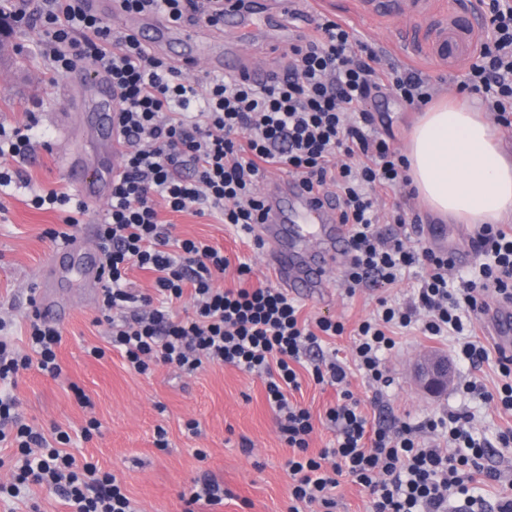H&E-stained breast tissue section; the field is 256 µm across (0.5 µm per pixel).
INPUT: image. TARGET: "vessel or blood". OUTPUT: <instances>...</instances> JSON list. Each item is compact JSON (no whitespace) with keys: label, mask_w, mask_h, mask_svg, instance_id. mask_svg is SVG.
Segmentation results:
<instances>
[{"label":"vessel or blood","mask_w":512,"mask_h":512,"mask_svg":"<svg viewBox=\"0 0 512 512\" xmlns=\"http://www.w3.org/2000/svg\"><path fill=\"white\" fill-rule=\"evenodd\" d=\"M357 6L367 17L430 16L427 27L403 30L402 42L410 51L425 50L430 58L449 68L460 67L474 54L481 29L475 14L448 18L436 13L431 0H357ZM287 7L286 0H278L274 5L269 0H252L246 11L226 7L224 31L227 41L220 51L212 48V35L201 28L175 26L159 13L130 19L127 29L156 51L162 50L167 43L179 45L177 62L180 65H192L202 58L209 69L221 70L228 75H245L258 82L267 78L268 71L254 62L238 32L254 18L267 25H282ZM89 79L81 71L70 76L67 87L70 108L58 129L63 145L58 153V166L64 178L77 189L86 208L94 211L108 196L112 180L120 172L124 144L113 110L116 93L106 77L97 75L90 80L95 85L94 121L104 142V159L93 167L73 157L70 144L76 132V111L80 106L76 92ZM263 201V222L257 225L256 232L268 245L269 267L288 290L323 295L329 286L325 269L327 258L344 255L347 250V229L339 224L335 208L324 198L309 193L294 179L273 182ZM93 240V225L83 224L66 242L56 246L41 271L36 307L41 318L60 324L70 316L69 309L53 295L55 279L64 261L81 257L80 272L84 280L94 285L101 279L102 257L94 249ZM485 319L493 329L497 344L512 353V304L486 309Z\"/></svg>","instance_id":"1"}]
</instances>
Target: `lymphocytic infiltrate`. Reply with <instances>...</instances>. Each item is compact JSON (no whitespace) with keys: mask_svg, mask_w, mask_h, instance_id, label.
I'll use <instances>...</instances> for the list:
<instances>
[{"mask_svg":"<svg viewBox=\"0 0 512 512\" xmlns=\"http://www.w3.org/2000/svg\"><path fill=\"white\" fill-rule=\"evenodd\" d=\"M10 2L7 16L15 24L38 25L37 52L50 72L61 77L86 67L107 75L117 92L126 150L97 227L104 260L98 308L129 367L146 374L166 365L191 374L225 365L261 377L292 450L287 512H336L334 491L344 478L367 492L370 512H448L454 496L464 499L460 512H512V495L491 503L470 492L476 477L500 479L485 463L488 448L512 450V355L491 352L474 325L488 297L512 303V227L480 225L478 271L454 281L448 252L411 245L420 216L398 202L379 205L382 194L408 187L410 179L403 156L377 132L383 115L368 104L390 92L406 105L424 106L433 97L430 79L412 66L393 75L378 69L375 48L344 20L315 18L289 41L285 64L265 83L208 73L188 80L134 36L113 33L87 0ZM122 7L130 15L161 12L182 26L214 27L224 17V0H122ZM487 10L460 88L480 95L497 124L511 129L512 0H488ZM33 150L32 125L0 124V189L19 178L15 164ZM273 169L335 202L348 233L342 275L348 296L393 285L410 268L422 271L411 301L377 296L375 314L354 330L351 362L323 349L325 339L345 333L343 322L302 319L298 301L269 283L219 287L228 268L242 278L251 265L231 266L221 249L177 237L173 224L159 217L163 207L217 215L251 236L262 217L258 185ZM383 224L398 225V234L383 235ZM135 268L152 273L151 292L130 279ZM187 294L193 311L183 315L179 306ZM414 326L431 338L462 336L458 354L474 369L494 362L493 389L471 380L462 385L508 419L494 439L477 438L472 416L460 410L388 425L364 411L349 388V367L382 393L391 384L384 355L396 345L393 334ZM5 328L0 320V445L13 454L0 458V468L11 472L0 495L18 498L39 486L57 492L75 512H137L114 474L67 452L68 432L58 429L46 438L19 413L14 389L21 371L34 368L53 378L62 371L59 328L30 319L26 353L2 338ZM305 374L337 394L325 411L336 440L315 453L313 416L292 399Z\"/></svg>","mask_w":512,"mask_h":512,"instance_id":"f902f5d3","label":"lymphocytic infiltrate"}]
</instances>
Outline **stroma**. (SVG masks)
<instances>
[{"mask_svg":"<svg viewBox=\"0 0 512 512\" xmlns=\"http://www.w3.org/2000/svg\"><path fill=\"white\" fill-rule=\"evenodd\" d=\"M352 0H324L321 11L328 18L346 19L364 42L382 52L383 68L399 67L401 58L389 49V42L403 28L402 20L376 23L358 17ZM7 35L0 37V123L27 124L37 118L41 142L20 168L29 185L10 187L0 196V318L5 319L11 341L26 342L24 320L31 314V290L39 268L54 249L47 237L50 228H62V215L53 210L30 206V186L48 190L60 188L64 180L53 147L54 120L65 111L64 78L50 79L42 60L34 51L38 29L13 26L0 21ZM25 57L17 67L16 57ZM162 220L173 223L175 232L221 248L232 267L223 284L237 283L235 264L249 263L253 274L250 285L272 280L263 251L250 246L247 238L213 216L192 212L172 213L160 209ZM342 268L329 272L331 288L327 296L301 297L307 319L321 316L343 321L346 335L329 340V347L349 356L354 338L350 331L376 307L369 295L348 297L341 284ZM88 287L84 281L61 275L58 293L72 300L69 320L62 325L58 359L62 373L58 378L37 369L21 373L15 392L26 418L51 431L61 427L69 432L70 452L77 460L88 459L105 471L117 475L138 512H182L179 494L193 480L208 476L224 486L223 504L213 512H286L288 504V459L292 455L280 439L277 420L266 400L262 379L230 366H212L188 375L176 369L157 366L149 375L128 369L116 350L110 349L105 325L99 324L96 303L84 301ZM104 348L103 358H95L92 348ZM455 338L442 341L426 338L416 329L402 331L398 345L387 357L394 379L382 396L353 377L351 389L365 411L383 418L397 416L419 420L451 409L473 414L475 428L494 437L503 421L493 405L475 394L458 391V383L479 380L492 385V367L473 370L456 354ZM447 358L451 379L447 391L437 395L425 392L417 382L416 366L423 354ZM87 395L92 405L85 408L78 394ZM96 417L101 428L91 440H84L81 428L86 419ZM199 424L198 435L185 428L187 421ZM168 432L167 450L156 448L158 428ZM251 443L250 452L241 449L242 440ZM207 456L198 459L196 449Z\"/></svg>","mask_w":512,"mask_h":512,"instance_id":"35a3bbf8","label":"stroma"}]
</instances>
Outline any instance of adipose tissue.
I'll return each mask as SVG.
<instances>
[{
    "label": "adipose tissue",
    "mask_w": 512,
    "mask_h": 512,
    "mask_svg": "<svg viewBox=\"0 0 512 512\" xmlns=\"http://www.w3.org/2000/svg\"><path fill=\"white\" fill-rule=\"evenodd\" d=\"M406 156L419 193L435 214L464 224L512 217V158L478 106L443 104L412 128Z\"/></svg>",
    "instance_id": "obj_1"
}]
</instances>
